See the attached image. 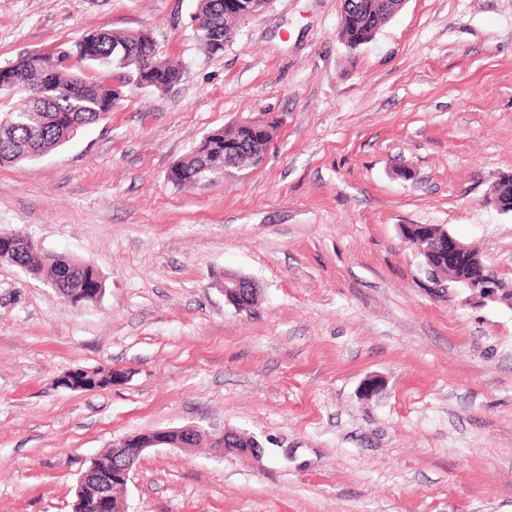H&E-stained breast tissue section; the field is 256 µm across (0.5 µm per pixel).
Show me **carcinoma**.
I'll return each instance as SVG.
<instances>
[{
  "mask_svg": "<svg viewBox=\"0 0 512 512\" xmlns=\"http://www.w3.org/2000/svg\"><path fill=\"white\" fill-rule=\"evenodd\" d=\"M395 10L387 0H344V18L340 39L348 47L355 42L371 41ZM198 38L204 49L214 55L224 51L215 44L240 31L242 22L224 13V0H198ZM66 64L53 56L28 55L9 67L12 81L0 86V93L20 94L24 107L0 116V166L31 160L34 152H51L67 143L65 122L76 120L88 127L106 119L112 111L113 87L110 80L137 85L144 69L152 64L169 67L171 79L182 76L183 64L167 56L147 31L120 33L95 31L83 36L69 50ZM46 74L52 86L42 101L43 111H32L31 95L38 92L37 75ZM214 145L209 154L189 152L170 169L168 179L175 185L207 182L222 175L224 148L235 153L234 169L244 170L259 164L267 141L254 137L240 124L220 128L207 135ZM0 262L16 266L48 281H60L75 273L78 287L89 288L84 302L97 299L95 289L104 288L98 271L76 259L45 254L31 245L27 249L11 248L0 243ZM108 369L79 370L73 376V390L103 388L112 383Z\"/></svg>",
  "mask_w": 512,
  "mask_h": 512,
  "instance_id": "1",
  "label": "carcinoma"
}]
</instances>
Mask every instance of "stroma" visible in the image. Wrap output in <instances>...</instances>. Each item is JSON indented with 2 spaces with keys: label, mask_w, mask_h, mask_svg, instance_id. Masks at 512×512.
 <instances>
[{
  "label": "stroma",
  "mask_w": 512,
  "mask_h": 512,
  "mask_svg": "<svg viewBox=\"0 0 512 512\" xmlns=\"http://www.w3.org/2000/svg\"><path fill=\"white\" fill-rule=\"evenodd\" d=\"M343 2L272 0L211 55L197 0H0V67L145 28L185 65L0 166V231L105 284L75 307L0 264V512H72L90 458L185 426L264 454L151 449L124 512H512V308L431 295L400 232L443 226L512 284V216L488 203L512 172V0H405L355 49ZM267 117L258 166L169 181L211 131ZM227 272L259 283L251 311ZM110 367L123 383L58 384ZM221 290L224 293L225 303L243 312L250 311L252 305L249 302L257 296L259 288L256 282L248 277L225 274Z\"/></svg>",
  "instance_id": "1"
}]
</instances>
